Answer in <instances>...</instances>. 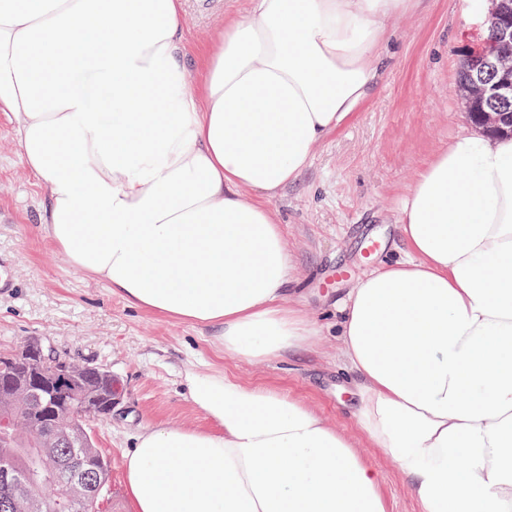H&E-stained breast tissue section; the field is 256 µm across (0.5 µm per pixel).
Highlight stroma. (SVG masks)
Returning <instances> with one entry per match:
<instances>
[{
	"instance_id": "obj_1",
	"label": "stroma",
	"mask_w": 512,
	"mask_h": 512,
	"mask_svg": "<svg viewBox=\"0 0 512 512\" xmlns=\"http://www.w3.org/2000/svg\"><path fill=\"white\" fill-rule=\"evenodd\" d=\"M465 0H419L386 21L380 81L354 114L314 149L307 169L274 200L293 264L289 300L320 332L296 357L254 361L225 354L216 332L130 307L73 268L42 225L44 198L17 154L16 122L0 112V352L38 343L45 352L111 370L119 395L108 419L88 423L110 463V494L98 512H130L124 457L145 427H208L184 385L188 369L221 372L243 385L288 390L353 436L380 471L391 512H419L392 460L359 433L351 415L353 375L338 356L335 321L348 288L401 257L400 203L437 150L474 126L458 86L460 63L477 44ZM249 0H184L187 50L209 42ZM381 241V253L366 247Z\"/></svg>"
}]
</instances>
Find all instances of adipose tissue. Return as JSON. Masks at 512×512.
I'll list each match as a JSON object with an SVG mask.
<instances>
[{
    "instance_id": "ef3b65f1",
    "label": "adipose tissue",
    "mask_w": 512,
    "mask_h": 512,
    "mask_svg": "<svg viewBox=\"0 0 512 512\" xmlns=\"http://www.w3.org/2000/svg\"><path fill=\"white\" fill-rule=\"evenodd\" d=\"M251 2L194 74L183 0H0V112L72 267L269 360L316 333L279 303L272 201L376 88L385 22L414 0ZM400 212L405 256L357 279L336 321L352 417L420 512H512V138L455 137ZM185 380L210 425L137 435L131 512H391L352 437L300 398Z\"/></svg>"
}]
</instances>
